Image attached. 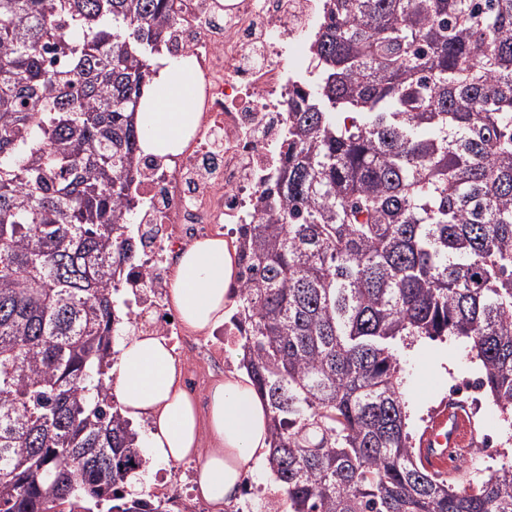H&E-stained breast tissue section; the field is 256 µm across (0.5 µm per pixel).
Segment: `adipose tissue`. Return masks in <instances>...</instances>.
Wrapping results in <instances>:
<instances>
[{
	"label": "adipose tissue",
	"mask_w": 512,
	"mask_h": 512,
	"mask_svg": "<svg viewBox=\"0 0 512 512\" xmlns=\"http://www.w3.org/2000/svg\"><path fill=\"white\" fill-rule=\"evenodd\" d=\"M157 73L146 90L136 122L143 153H181L193 135L198 115L191 59L156 61ZM235 251L226 240L208 238L181 252L169 305L185 326L212 330L224 322L235 278ZM110 371L109 392L125 417L149 420L144 438L156 465L187 459L197 462L194 492L217 508L231 504L244 478L267 455V404L247 375L227 372L208 391L206 416L181 384V369L168 339L128 330L120 336Z\"/></svg>",
	"instance_id": "1"
}]
</instances>
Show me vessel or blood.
I'll return each instance as SVG.
<instances>
[{"mask_svg":"<svg viewBox=\"0 0 512 512\" xmlns=\"http://www.w3.org/2000/svg\"><path fill=\"white\" fill-rule=\"evenodd\" d=\"M474 429L471 420L457 403L442 404L418 442L422 462L440 471L453 469L454 460L472 447Z\"/></svg>","mask_w":512,"mask_h":512,"instance_id":"1","label":"vessel or blood"}]
</instances>
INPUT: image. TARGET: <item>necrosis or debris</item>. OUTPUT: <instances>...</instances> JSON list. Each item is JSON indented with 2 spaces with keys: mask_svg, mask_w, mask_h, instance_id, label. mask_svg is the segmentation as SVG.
<instances>
[{
  "mask_svg": "<svg viewBox=\"0 0 512 512\" xmlns=\"http://www.w3.org/2000/svg\"><path fill=\"white\" fill-rule=\"evenodd\" d=\"M177 21L165 49L191 57L198 86L197 130L170 160L145 157L134 173L135 209L154 228L127 278L152 297L135 324L175 338L187 361L183 382L197 391L207 366L224 358L222 331L188 330L167 304L180 251L205 238L234 242L235 225L259 203L283 158L286 103L307 63L317 0H174Z\"/></svg>",
  "mask_w": 512,
  "mask_h": 512,
  "instance_id": "obj_1",
  "label": "necrosis or debris"
}]
</instances>
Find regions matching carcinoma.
<instances>
[{
	"label": "carcinoma",
	"instance_id": "carcinoma-1",
	"mask_svg": "<svg viewBox=\"0 0 512 512\" xmlns=\"http://www.w3.org/2000/svg\"><path fill=\"white\" fill-rule=\"evenodd\" d=\"M172 0H0V512H170L127 492L106 379L138 262L135 115ZM284 159L239 228L240 367L276 512H512V457L421 464L400 352L462 339L512 431V0H322Z\"/></svg>",
	"mask_w": 512,
	"mask_h": 512
}]
</instances>
